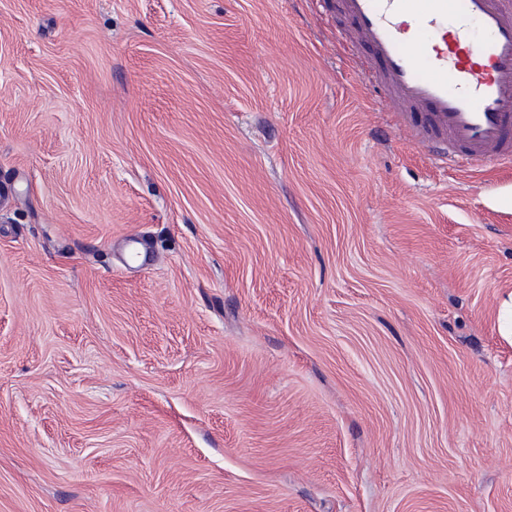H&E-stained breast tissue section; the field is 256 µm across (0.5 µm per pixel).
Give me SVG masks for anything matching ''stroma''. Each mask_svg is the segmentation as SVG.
<instances>
[{
    "mask_svg": "<svg viewBox=\"0 0 512 512\" xmlns=\"http://www.w3.org/2000/svg\"><path fill=\"white\" fill-rule=\"evenodd\" d=\"M344 28L0 0V512H512V171Z\"/></svg>",
    "mask_w": 512,
    "mask_h": 512,
    "instance_id": "35a3bbf8",
    "label": "stroma"
}]
</instances>
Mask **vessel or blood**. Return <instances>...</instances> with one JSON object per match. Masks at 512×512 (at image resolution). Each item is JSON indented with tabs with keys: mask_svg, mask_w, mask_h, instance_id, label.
<instances>
[{
	"mask_svg": "<svg viewBox=\"0 0 512 512\" xmlns=\"http://www.w3.org/2000/svg\"><path fill=\"white\" fill-rule=\"evenodd\" d=\"M350 46L394 118L433 160L512 165V0H336Z\"/></svg>",
	"mask_w": 512,
	"mask_h": 512,
	"instance_id": "obj_1",
	"label": "vessel or blood"
}]
</instances>
